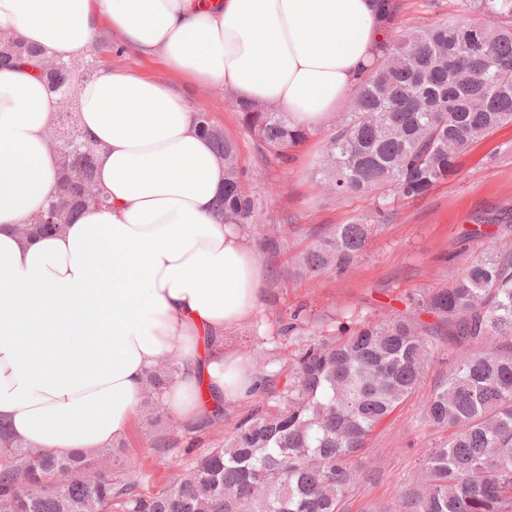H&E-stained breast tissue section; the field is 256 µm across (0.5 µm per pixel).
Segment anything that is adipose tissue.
I'll use <instances>...</instances> for the list:
<instances>
[{"mask_svg":"<svg viewBox=\"0 0 512 512\" xmlns=\"http://www.w3.org/2000/svg\"><path fill=\"white\" fill-rule=\"evenodd\" d=\"M103 23L181 80L276 104L312 130L382 39L375 0H0V31L65 60ZM78 101L111 204L21 238L16 225L58 187L53 102L31 68L0 69V419L12 440L58 454L121 440L148 372L175 353L184 364L163 403L183 421L204 414L197 380L212 403L248 396L258 375L224 334L253 317L266 278L254 247L212 216L224 168L183 94L106 67Z\"/></svg>","mask_w":512,"mask_h":512,"instance_id":"1","label":"adipose tissue"}]
</instances>
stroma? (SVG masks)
<instances>
[{"instance_id":"stroma-1","label":"stroma","mask_w":512,"mask_h":512,"mask_svg":"<svg viewBox=\"0 0 512 512\" xmlns=\"http://www.w3.org/2000/svg\"><path fill=\"white\" fill-rule=\"evenodd\" d=\"M106 64L172 81L159 59L130 48L112 54ZM172 83L175 90L185 91L194 110L209 113L225 135L238 142L244 161L254 172L250 188L264 201L257 223L286 220L293 225L285 233L287 248L277 257L261 259L265 268H278L280 276L265 279L261 304L248 327L224 334L228 351L245 357L272 352L269 371L283 375L290 371L291 347L278 334L279 318L300 307L316 317L352 312L384 317L404 294L446 284L445 259L463 249V232L472 228L475 218L512 211V126H506L473 147L461 158L457 173L427 197L391 203L382 229L368 241L363 258L345 277L296 275L293 257L299 250L329 226L347 223L370 207L362 197L327 195L312 178L325 129H318L298 147L288 165L268 167L242 129L229 91L221 86L186 88L181 82ZM456 356L446 337H433L419 389L372 430L364 451L352 459L360 482L347 494L342 512H362L370 502H396L414 478L419 460L447 439V431L423 421L421 406L447 378ZM224 431L221 424L204 428L178 422L173 444L160 453L153 447L154 432L147 414L138 412L128 434L113 447L117 460L112 480L126 483L143 469L152 476L149 490H158L168 481L169 462L190 461L222 439Z\"/></svg>"}]
</instances>
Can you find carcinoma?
Wrapping results in <instances>:
<instances>
[{"label": "carcinoma", "instance_id": "carcinoma-1", "mask_svg": "<svg viewBox=\"0 0 512 512\" xmlns=\"http://www.w3.org/2000/svg\"><path fill=\"white\" fill-rule=\"evenodd\" d=\"M459 17L400 27V0H376L383 40L374 65L354 90L323 141L313 177L330 196L370 199L373 209L336 224L295 256L305 274L345 276L364 256L387 205L418 199L448 179L458 160L499 129L512 125V0H454ZM104 50L57 60L17 37L0 43V66L36 60L53 95L48 140L58 145L60 179L43 209L47 224L30 236L64 231L73 217L108 197L97 184L99 145L84 133L77 108L80 84L100 67ZM241 126L266 163H286L308 136L286 112L236 104ZM198 131L224 161V194L216 217L251 236L260 252L285 249L282 224H255L261 201L247 188L239 145L207 114ZM465 241L476 244L461 272L442 288L403 299L385 318L339 317L315 322L301 310L279 321V335L297 341L286 380L255 359L259 383L246 414L224 438L175 470L157 491H136L135 477L117 486L84 455L56 456L13 441L0 447V512H340L359 481L351 459L366 437L419 387L430 337L460 350L448 378L423 404L424 421L448 428V440L417 464L399 506L364 512H512V246L483 242L480 225L512 228V213L477 220ZM427 315L431 320L421 319ZM180 372L154 368L143 408L157 410ZM40 486L32 497L24 490Z\"/></svg>", "mask_w": 512, "mask_h": 512}]
</instances>
